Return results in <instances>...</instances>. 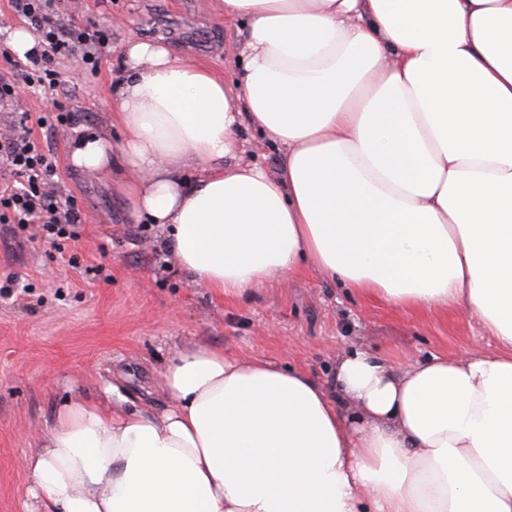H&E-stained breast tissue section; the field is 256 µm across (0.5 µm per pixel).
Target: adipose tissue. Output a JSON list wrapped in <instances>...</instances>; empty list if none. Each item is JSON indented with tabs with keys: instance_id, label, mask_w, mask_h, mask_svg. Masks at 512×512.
I'll return each instance as SVG.
<instances>
[{
	"instance_id": "1",
	"label": "adipose tissue",
	"mask_w": 512,
	"mask_h": 512,
	"mask_svg": "<svg viewBox=\"0 0 512 512\" xmlns=\"http://www.w3.org/2000/svg\"><path fill=\"white\" fill-rule=\"evenodd\" d=\"M246 18L236 94L127 40L112 118L74 168L123 191L200 287L309 266L398 307L460 305L496 342L403 365L359 349L333 384L177 350L152 413L77 400L26 457L43 512H512V0H220ZM284 149L238 158L245 124ZM197 170L186 178V170Z\"/></svg>"
}]
</instances>
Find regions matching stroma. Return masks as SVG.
<instances>
[{
    "label": "stroma",
    "mask_w": 512,
    "mask_h": 512,
    "mask_svg": "<svg viewBox=\"0 0 512 512\" xmlns=\"http://www.w3.org/2000/svg\"><path fill=\"white\" fill-rule=\"evenodd\" d=\"M65 7L81 24L110 27L112 51L97 77L63 83L50 98L25 90L0 108V137L21 112L47 113L57 102L70 109V126L35 134L56 160L61 195L75 196L83 213L79 239L58 248L34 241L33 229L0 224V512H35L25 457L65 404L82 398L109 405L106 390L114 386L126 408L162 411L164 372L181 347L272 360L325 382L338 354L353 345L397 363L490 346L463 308H395L314 271L238 299L197 286L176 264L156 272L150 259L160 230L149 226L136 239L139 221L118 178L73 168L72 138L91 131L120 147L112 87L124 69L126 40L164 43L230 87L243 65L239 45L247 24L225 20L218 0H67ZM70 254L80 268L68 265Z\"/></svg>",
    "instance_id": "stroma-1"
}]
</instances>
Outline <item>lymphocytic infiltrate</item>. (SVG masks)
Here are the masks:
<instances>
[{
  "instance_id": "obj_1",
  "label": "lymphocytic infiltrate",
  "mask_w": 512,
  "mask_h": 512,
  "mask_svg": "<svg viewBox=\"0 0 512 512\" xmlns=\"http://www.w3.org/2000/svg\"><path fill=\"white\" fill-rule=\"evenodd\" d=\"M14 15L27 20L40 41L26 62L12 60L0 40V58L9 60V77H0V105L16 100L19 86L54 91L62 83L60 63L76 60L84 75L100 69V51L112 42L110 29L100 25L80 26L59 12L57 0H10ZM71 113L59 109L36 119L35 126L20 124L17 133L0 142L10 167L11 181L0 183V223L37 225L49 243L74 239L82 222L76 197H61L56 189L57 165L33 134L34 128L68 125Z\"/></svg>"
}]
</instances>
